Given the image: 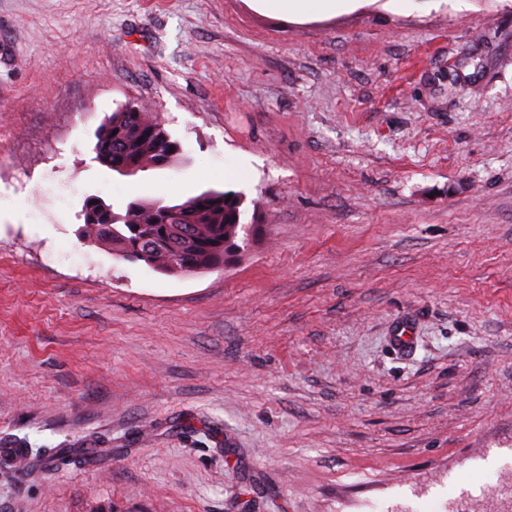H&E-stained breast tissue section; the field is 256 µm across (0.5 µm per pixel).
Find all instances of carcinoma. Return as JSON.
<instances>
[{
    "label": "carcinoma",
    "instance_id": "cac0c4a2",
    "mask_svg": "<svg viewBox=\"0 0 512 512\" xmlns=\"http://www.w3.org/2000/svg\"><path fill=\"white\" fill-rule=\"evenodd\" d=\"M114 135L125 140L124 160L139 172L168 167L180 155L179 144L152 111L138 102L117 108L97 130L96 159L109 169L117 163ZM242 203L238 192L208 189L180 202L133 200L121 208L105 203L97 220L83 214L79 218L87 241L114 257L140 260L136 244L149 236L155 244L154 270L166 275H197L224 265L238 246ZM68 458L61 449H48L28 460V466L62 464Z\"/></svg>",
    "mask_w": 512,
    "mask_h": 512
}]
</instances>
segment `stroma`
I'll use <instances>...</instances> for the list:
<instances>
[{
	"instance_id": "35a3bbf8",
	"label": "stroma",
	"mask_w": 512,
	"mask_h": 512,
	"mask_svg": "<svg viewBox=\"0 0 512 512\" xmlns=\"http://www.w3.org/2000/svg\"><path fill=\"white\" fill-rule=\"evenodd\" d=\"M387 2L0 0V448L75 451L0 512H512V0ZM129 101L172 166L96 161ZM210 188L224 267L83 238ZM366 0H248L253 9L296 21L354 9Z\"/></svg>"
}]
</instances>
